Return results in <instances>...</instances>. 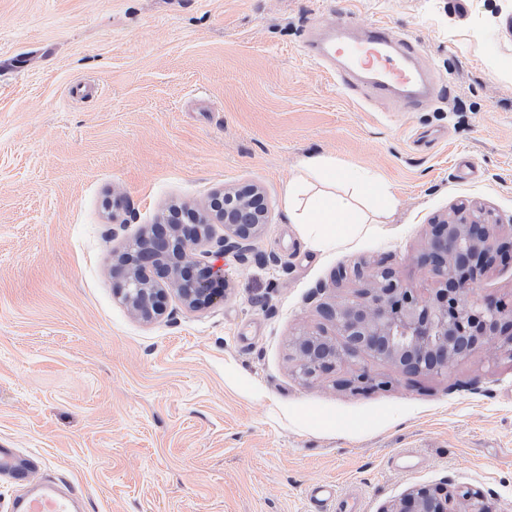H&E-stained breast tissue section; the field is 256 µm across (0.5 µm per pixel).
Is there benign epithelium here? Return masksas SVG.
<instances>
[{
  "instance_id": "1",
  "label": "benign epithelium",
  "mask_w": 512,
  "mask_h": 512,
  "mask_svg": "<svg viewBox=\"0 0 512 512\" xmlns=\"http://www.w3.org/2000/svg\"><path fill=\"white\" fill-rule=\"evenodd\" d=\"M224 225V235L210 232ZM269 223L263 191L254 184L218 190L206 206L185 204L145 227L135 244L117 257L112 275L122 280L119 295L136 318L150 321L159 296L170 290L196 311L224 300V269L201 266L202 259L232 253L244 262ZM506 255L492 225L467 205L438 219L418 261L435 287L421 293L377 265L356 270L364 286L351 299L320 304L326 323L293 337V374L306 382L336 376V385L356 391L386 385L363 365L350 378L342 367L370 358L387 361L408 375H442L475 351L492 347L512 357V304L475 295L480 278ZM389 512H494L470 487L421 485Z\"/></svg>"
}]
</instances>
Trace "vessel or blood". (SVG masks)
I'll return each instance as SVG.
<instances>
[{
  "label": "vessel or blood",
  "mask_w": 512,
  "mask_h": 512,
  "mask_svg": "<svg viewBox=\"0 0 512 512\" xmlns=\"http://www.w3.org/2000/svg\"><path fill=\"white\" fill-rule=\"evenodd\" d=\"M331 27L334 38L309 43L306 50L322 67L335 73L344 88L352 90L365 84L379 96H397L411 106L434 95V83L419 63L416 45L397 36L385 23L374 22L357 29L342 16ZM32 466V456L0 448V475L24 485L7 512H79V499L74 493L63 491L52 482L30 481ZM310 497L335 505L336 512H355L353 503L338 499L335 485H316Z\"/></svg>",
  "instance_id": "obj_1"
}]
</instances>
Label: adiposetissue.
<instances>
[{
    "label": "adipose tissue",
    "instance_id": "adipose-tissue-1",
    "mask_svg": "<svg viewBox=\"0 0 512 512\" xmlns=\"http://www.w3.org/2000/svg\"><path fill=\"white\" fill-rule=\"evenodd\" d=\"M343 174L334 160L310 157L304 162L302 175L290 181L285 190L284 210L293 223L300 225L303 237L314 249L324 251L348 244L364 228L345 197L330 192L306 193L308 178L332 185Z\"/></svg>",
    "mask_w": 512,
    "mask_h": 512
}]
</instances>
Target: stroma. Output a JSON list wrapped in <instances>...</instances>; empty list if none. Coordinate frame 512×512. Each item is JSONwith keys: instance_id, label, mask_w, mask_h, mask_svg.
<instances>
[{"instance_id": "35a3bbf8", "label": "stroma", "mask_w": 512, "mask_h": 512, "mask_svg": "<svg viewBox=\"0 0 512 512\" xmlns=\"http://www.w3.org/2000/svg\"><path fill=\"white\" fill-rule=\"evenodd\" d=\"M385 21L419 43L435 96L409 110L349 91L304 47L318 23ZM84 83L90 92L70 93ZM376 177L395 213L349 196L367 231L326 251L283 196L312 156ZM263 188L257 255H216L224 301L168 295L151 322L115 294L112 257L173 204ZM468 201L512 237V0H0V447L84 512H314L309 487L385 512L417 485L479 489L512 512V357L387 385L292 373L313 299L339 269L417 262L429 221Z\"/></svg>"}]
</instances>
